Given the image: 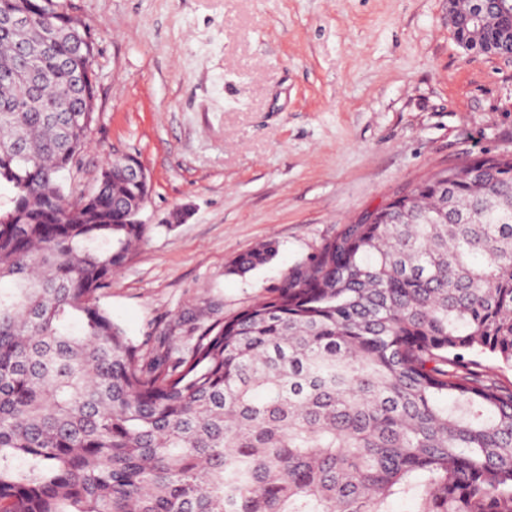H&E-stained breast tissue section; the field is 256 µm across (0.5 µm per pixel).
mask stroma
<instances>
[{"instance_id":"stroma-1","label":"stroma","mask_w":512,"mask_h":512,"mask_svg":"<svg viewBox=\"0 0 512 512\" xmlns=\"http://www.w3.org/2000/svg\"><path fill=\"white\" fill-rule=\"evenodd\" d=\"M91 27L96 107L63 174L146 168V240L99 293L137 345L270 295L339 228L431 174L512 155V59L465 51L448 0H57ZM272 238L247 275L231 262Z\"/></svg>"}]
</instances>
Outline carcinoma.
I'll list each match as a JSON object with an SVG mask.
<instances>
[{
    "label": "carcinoma",
    "mask_w": 512,
    "mask_h": 512,
    "mask_svg": "<svg viewBox=\"0 0 512 512\" xmlns=\"http://www.w3.org/2000/svg\"><path fill=\"white\" fill-rule=\"evenodd\" d=\"M25 2L0 74L23 46L46 81L0 111V512H512V156L431 175L189 346L144 353L98 294L150 231L145 185L109 160L67 206L91 129L55 111L70 18ZM19 92L0 79V107Z\"/></svg>",
    "instance_id": "carcinoma-1"
}]
</instances>
